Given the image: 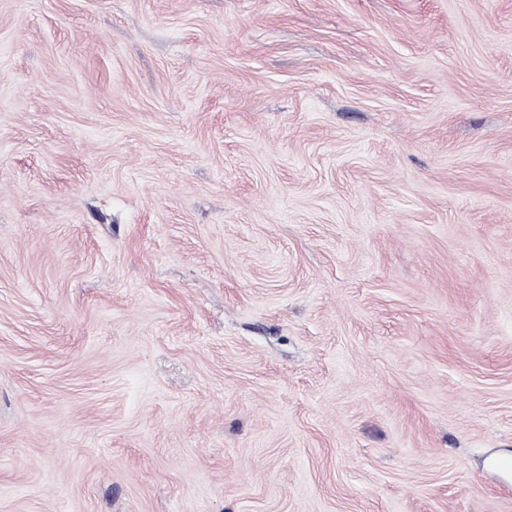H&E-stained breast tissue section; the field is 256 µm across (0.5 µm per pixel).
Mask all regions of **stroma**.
<instances>
[{"label": "stroma", "instance_id": "1", "mask_svg": "<svg viewBox=\"0 0 512 512\" xmlns=\"http://www.w3.org/2000/svg\"><path fill=\"white\" fill-rule=\"evenodd\" d=\"M512 0H0V512H512Z\"/></svg>", "mask_w": 512, "mask_h": 512}]
</instances>
